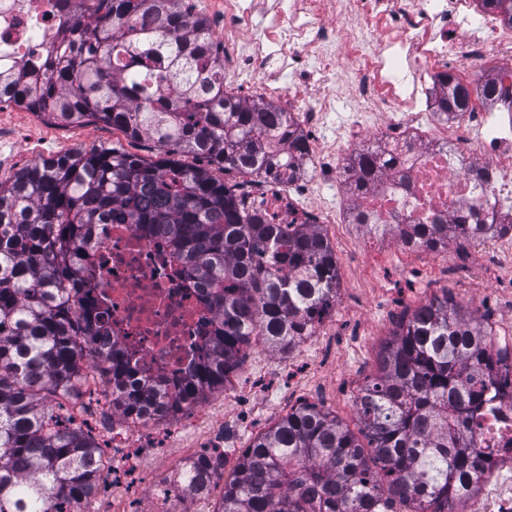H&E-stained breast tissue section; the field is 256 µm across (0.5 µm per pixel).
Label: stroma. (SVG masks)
Listing matches in <instances>:
<instances>
[{
    "instance_id": "obj_1",
    "label": "stroma",
    "mask_w": 512,
    "mask_h": 512,
    "mask_svg": "<svg viewBox=\"0 0 512 512\" xmlns=\"http://www.w3.org/2000/svg\"><path fill=\"white\" fill-rule=\"evenodd\" d=\"M5 109L14 123L27 130L29 139L39 140L45 158L73 151L75 143L81 141L91 148L120 145L148 160L162 153L153 143L131 140L121 131L96 122L56 126L15 104H6ZM332 246L339 294L329 314L328 330L314 332L288 353L271 351L261 338H254L232 376L242 390L258 400L246 426L227 430L217 418L204 417V410L223 402L220 391L207 394L189 412L156 422L146 435L144 454L156 477L183 463L190 446H203L214 435L231 438L235 444L231 456L239 458L252 438L304 403L317 404L351 431H358L354 398L367 378L375 375L382 345L390 340L399 318L432 294L448 291L475 315L489 316L496 343L512 346V306L496 311L488 301L494 270H486L477 284L450 271L426 277L422 271L431 262V252L393 243L378 246L358 228L349 238L333 240Z\"/></svg>"
}]
</instances>
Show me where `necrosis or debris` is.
<instances>
[{"instance_id":"4bbe7bcc","label":"necrosis or debris","mask_w":512,"mask_h":512,"mask_svg":"<svg viewBox=\"0 0 512 512\" xmlns=\"http://www.w3.org/2000/svg\"><path fill=\"white\" fill-rule=\"evenodd\" d=\"M55 0H0V67H39L61 40ZM211 32L224 44V85L240 99L275 100L302 129L305 156L287 176L250 186L248 210L270 224H358L373 241L400 224L512 225V113L481 86L512 96V25L476 0H224ZM288 72L291 87L279 86ZM468 91L463 111L443 113L442 75ZM355 111L337 134L328 119L339 93ZM394 158L362 193L349 189L348 164L365 146ZM91 304L134 372L129 382L163 380L175 389L205 351L216 320L204 291L184 276L166 240L132 220L95 225L88 239ZM147 421L106 431L98 479L140 470L136 438ZM488 467L466 512H512V393L485 407L476 428ZM210 482L187 510L178 473L161 483L148 512H212Z\"/></svg>"}]
</instances>
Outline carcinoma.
I'll list each match as a JSON object with an SVG mask.
<instances>
[{
	"label": "carcinoma",
	"mask_w": 512,
	"mask_h": 512,
	"mask_svg": "<svg viewBox=\"0 0 512 512\" xmlns=\"http://www.w3.org/2000/svg\"><path fill=\"white\" fill-rule=\"evenodd\" d=\"M62 34L78 56L43 70L0 69V104L14 103L62 125L91 119L165 156L92 147L38 159L0 183V512H66L98 485L95 438L54 416L49 401L77 395L84 359L100 357L104 327L72 302L82 287L80 250L91 225L135 219L167 239L207 289L219 325L208 357L170 394L125 386L130 363L104 357L112 413L137 421L190 410L224 388L240 355L261 337L290 351L336 303V256L315 224H267L239 201L240 184L213 176H260L277 153L306 151L280 107L243 104L224 92L220 49L207 20L180 0H58ZM512 24V0H480ZM90 25L97 41L85 37ZM175 94H164L167 87ZM466 105L452 86L441 101ZM192 154L208 166H188ZM365 186L373 161L351 160ZM414 245L496 237L504 224H411ZM492 330L448 297L432 296L403 317L378 356V375L355 397L367 444L336 417L303 404L253 438L229 476L224 456L201 454L181 480L199 491L224 479L214 512H462L485 471L474 421L490 390L512 386V362L491 350Z\"/></svg>",
	"instance_id": "obj_1"
}]
</instances>
